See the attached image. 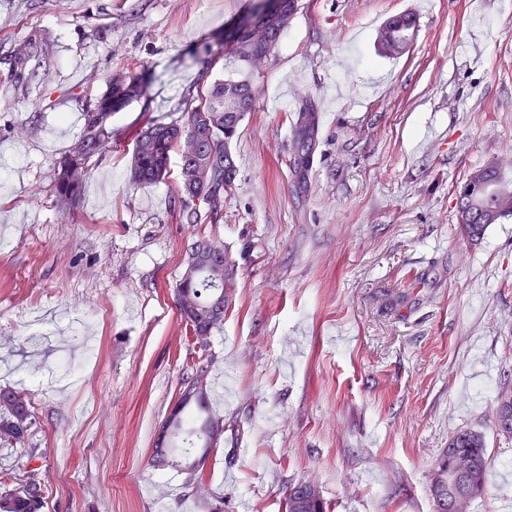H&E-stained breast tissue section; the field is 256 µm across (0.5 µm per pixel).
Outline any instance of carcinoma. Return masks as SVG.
Here are the masks:
<instances>
[{
  "label": "carcinoma",
  "instance_id": "cac0c4a2",
  "mask_svg": "<svg viewBox=\"0 0 512 512\" xmlns=\"http://www.w3.org/2000/svg\"><path fill=\"white\" fill-rule=\"evenodd\" d=\"M389 33L388 41L405 49L413 39L416 20L411 14L390 18L384 24ZM229 62L246 63L252 47L244 37L232 31L229 34ZM228 80L216 78L198 95L197 104L190 106L183 115L170 122L149 117L139 127L129 132L132 143V161L129 182L140 187L164 183L170 174L172 154L179 152L178 140L185 133L201 128L198 154L194 157L179 156V209L176 220L195 229L186 249L187 259L175 286V292L185 289L195 300L197 312L181 315L191 336L201 332L213 333L224 323L229 301L223 308L213 307L212 298L220 292L230 293L231 261L222 253L209 260V267L197 266L196 248L213 239L203 229L205 224H219L224 219V200L216 194L229 195L234 191L237 167L230 148L231 141L247 112L224 108V86ZM147 80L141 72L125 73L124 81L108 80L106 90L83 113L84 126L79 140L85 152L75 157L66 152L57 162L55 190L59 200L74 207L82 200L91 175L94 159L102 149L112 144V116L127 108L146 94ZM293 148L307 147L306 158L294 166L299 187L306 184L313 162L315 145L320 131L319 110L308 101L304 111L292 116ZM505 186L512 195V179L492 171L480 182L467 184V199L471 222L459 225L460 232L472 241L483 238L489 225L512 216V208L499 207L495 188ZM192 373L183 384L203 380L201 396L181 412L179 423L170 431L168 442L154 444L152 459L165 458L174 469L188 474L187 486L205 482L203 461L209 452L208 425L214 419L208 405V366L197 361ZM33 425L29 400L15 407L0 405V449H15L14 442L25 440ZM458 455L470 459V469L465 475H455L453 460ZM432 471L439 476L430 487L435 512H455L453 493L459 491L474 501L479 498L488 481L489 462L484 435L476 430L462 429L455 432L436 459ZM45 500V484L36 473L27 476L20 487L0 493V512H41ZM285 512H330L322 495L311 496L303 490L302 483L289 486L284 501Z\"/></svg>",
  "mask_w": 512,
  "mask_h": 512
}]
</instances>
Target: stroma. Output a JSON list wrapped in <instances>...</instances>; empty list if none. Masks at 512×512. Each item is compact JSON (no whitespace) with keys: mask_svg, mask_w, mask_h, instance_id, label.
<instances>
[{"mask_svg":"<svg viewBox=\"0 0 512 512\" xmlns=\"http://www.w3.org/2000/svg\"><path fill=\"white\" fill-rule=\"evenodd\" d=\"M248 0H0V388L27 393L23 450H0L43 512H282L311 479L332 512H434L451 435L485 436L470 512H512V438L493 419L512 386V218L464 237L455 188L512 175V0H299L232 142L238 177L212 233L232 302L205 355L224 384L206 491L151 462L194 350L175 303L189 225L177 178L130 186L128 128L168 122L224 71ZM410 13L404 53L376 36ZM31 51L37 77L17 68ZM149 90L112 118L79 215L54 168L111 74ZM321 129L305 189L291 115Z\"/></svg>","mask_w":512,"mask_h":512,"instance_id":"35a3bbf8","label":"stroma"}]
</instances>
